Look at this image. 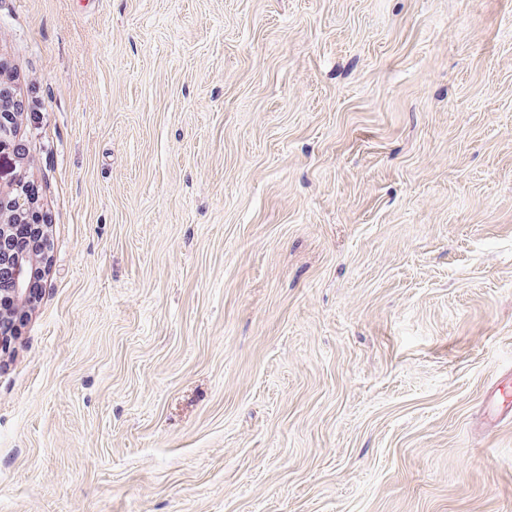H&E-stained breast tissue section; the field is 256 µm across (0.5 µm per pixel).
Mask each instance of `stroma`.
<instances>
[{
  "label": "stroma",
  "mask_w": 512,
  "mask_h": 512,
  "mask_svg": "<svg viewBox=\"0 0 512 512\" xmlns=\"http://www.w3.org/2000/svg\"><path fill=\"white\" fill-rule=\"evenodd\" d=\"M0 58V512H512V0H0ZM26 175L13 181L0 182V270L7 271L0 288V324L30 309L34 304L32 279L37 265L48 261V224H37L41 214L28 197ZM14 224H33V243L28 251L13 246Z\"/></svg>",
  "instance_id": "1"
}]
</instances>
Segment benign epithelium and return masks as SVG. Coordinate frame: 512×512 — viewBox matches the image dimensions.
<instances>
[{
    "instance_id": "7a95c632",
    "label": "benign epithelium",
    "mask_w": 512,
    "mask_h": 512,
    "mask_svg": "<svg viewBox=\"0 0 512 512\" xmlns=\"http://www.w3.org/2000/svg\"><path fill=\"white\" fill-rule=\"evenodd\" d=\"M15 112L0 113V154L12 148L16 128ZM41 214L28 197L26 175L21 173L9 183H0V270L7 271L0 283V324L16 317L34 304L32 279L37 266L48 261V228L40 223ZM16 224H30L33 243L27 251L13 246Z\"/></svg>"
}]
</instances>
